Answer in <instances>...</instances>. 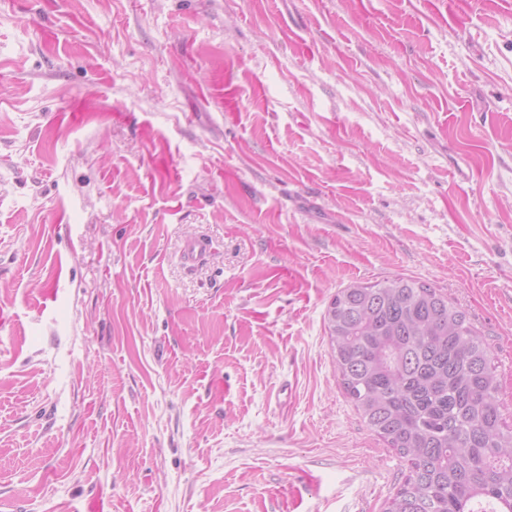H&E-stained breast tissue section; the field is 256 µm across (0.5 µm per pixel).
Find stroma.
Instances as JSON below:
<instances>
[{
	"instance_id": "stroma-1",
	"label": "stroma",
	"mask_w": 512,
	"mask_h": 512,
	"mask_svg": "<svg viewBox=\"0 0 512 512\" xmlns=\"http://www.w3.org/2000/svg\"><path fill=\"white\" fill-rule=\"evenodd\" d=\"M396 277L512 426V0H0V512H383L323 317Z\"/></svg>"
}]
</instances>
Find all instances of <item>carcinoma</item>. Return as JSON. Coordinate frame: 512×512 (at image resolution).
<instances>
[{
  "mask_svg": "<svg viewBox=\"0 0 512 512\" xmlns=\"http://www.w3.org/2000/svg\"><path fill=\"white\" fill-rule=\"evenodd\" d=\"M324 320L344 394L408 463L385 512H512V427L466 312L399 277L339 290Z\"/></svg>",
  "mask_w": 512,
  "mask_h": 512,
  "instance_id": "cac0c4a2",
  "label": "carcinoma"
}]
</instances>
